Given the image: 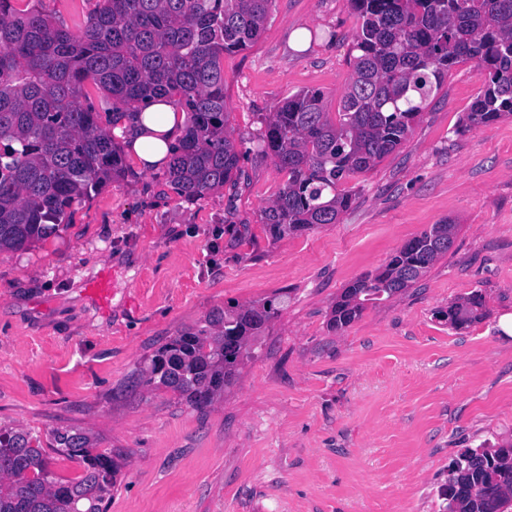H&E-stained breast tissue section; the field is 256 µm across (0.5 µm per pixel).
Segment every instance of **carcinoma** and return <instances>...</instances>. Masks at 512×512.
Instances as JSON below:
<instances>
[{
  "label": "carcinoma",
  "mask_w": 512,
  "mask_h": 512,
  "mask_svg": "<svg viewBox=\"0 0 512 512\" xmlns=\"http://www.w3.org/2000/svg\"><path fill=\"white\" fill-rule=\"evenodd\" d=\"M272 2L95 0L75 32L37 8L0 0V252L45 240L120 176L126 164L114 129L159 100L185 114L165 186L184 201L236 187L248 151L227 131L222 61L256 42ZM348 7L357 19V55L336 117L324 92L312 88L264 118V152L288 174L261 214L275 239L337 223L353 202L345 182L406 142L455 66L472 62L481 78L456 133L512 116V0H348ZM89 83L104 91L108 111L89 103ZM456 233L455 224H434L353 281L330 328L347 327L368 306L412 286L448 254ZM284 305L273 296L177 334L150 359L145 384L208 406ZM454 307L465 310L451 322L456 328L485 315L479 292ZM52 437L57 451L82 465L78 479L48 480L40 440L0 428V512H104L117 465L83 433L55 430ZM441 499L440 512H508L512 445L467 449L448 471Z\"/></svg>",
  "instance_id": "1"
}]
</instances>
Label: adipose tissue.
<instances>
[{"label":"adipose tissue","mask_w":512,"mask_h":512,"mask_svg":"<svg viewBox=\"0 0 512 512\" xmlns=\"http://www.w3.org/2000/svg\"><path fill=\"white\" fill-rule=\"evenodd\" d=\"M182 114L166 102H156L124 122L125 140L139 164L167 159L169 146L181 135Z\"/></svg>","instance_id":"1"}]
</instances>
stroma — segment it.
Wrapping results in <instances>:
<instances>
[{"instance_id": "1", "label": "stroma", "mask_w": 512, "mask_h": 512, "mask_svg": "<svg viewBox=\"0 0 512 512\" xmlns=\"http://www.w3.org/2000/svg\"><path fill=\"white\" fill-rule=\"evenodd\" d=\"M346 0H274L224 58L237 188L179 201L127 159L46 241L0 252V428L86 432L119 466L105 512H439L468 448L512 444V117L456 127L481 81L454 67L399 150L350 180L339 223L274 239L261 212L285 176L258 150L272 105L318 88L337 111L353 70ZM452 249L410 288L329 325L352 281L431 225ZM110 272L107 309L87 285ZM485 317L442 311L472 292ZM284 295L207 407L143 385L150 357L215 312Z\"/></svg>"}]
</instances>
